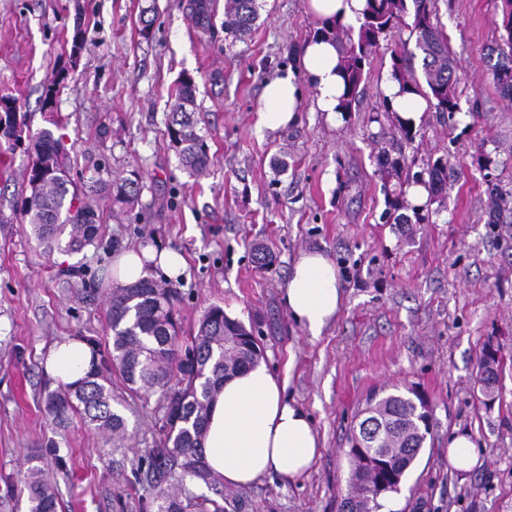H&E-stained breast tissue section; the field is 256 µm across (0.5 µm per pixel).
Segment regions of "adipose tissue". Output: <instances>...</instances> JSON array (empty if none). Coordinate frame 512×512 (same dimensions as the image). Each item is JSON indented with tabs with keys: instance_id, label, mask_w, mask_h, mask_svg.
Segmentation results:
<instances>
[{
	"instance_id": "obj_1",
	"label": "adipose tissue",
	"mask_w": 512,
	"mask_h": 512,
	"mask_svg": "<svg viewBox=\"0 0 512 512\" xmlns=\"http://www.w3.org/2000/svg\"><path fill=\"white\" fill-rule=\"evenodd\" d=\"M341 54L336 45L315 37L303 48L299 67L315 92V105L330 124L342 120ZM265 118L280 128L295 121L300 90L294 76L269 81L263 90ZM161 270L167 278L182 275L183 256L169 248L126 250L112 263V278L129 284ZM290 315L311 334H320L340 311L344 293L333 262L322 252L305 251L290 267L281 294ZM89 346L77 340L57 341L45 359V371L67 384L90 370ZM287 381L265 363L225 379L208 415L204 458L211 478L230 487H244L269 476L292 481L304 475L321 445L310 415L286 396Z\"/></svg>"
}]
</instances>
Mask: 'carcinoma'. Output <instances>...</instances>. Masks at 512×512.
I'll return each mask as SVG.
<instances>
[{
    "mask_svg": "<svg viewBox=\"0 0 512 512\" xmlns=\"http://www.w3.org/2000/svg\"><path fill=\"white\" fill-rule=\"evenodd\" d=\"M501 42L489 49L493 82L499 95L512 101V0H505ZM259 17L257 0H225L224 32L241 40L251 34ZM436 18L435 0H366L359 25L344 26L323 21L317 35L336 42L342 57L344 93L340 107L351 111L360 95L365 67L379 47L380 39L409 31V39L392 51V77L403 88L423 94L428 106L438 112L453 113L456 61L448 47V37ZM414 49H408L409 40ZM421 55L428 91L421 90L413 60ZM195 83L184 77L170 114L168 136L182 165L195 176L208 171L211 158L205 138L197 132L190 107L195 103ZM24 152L31 158L26 170L27 183L42 176L37 193L28 196L22 212L28 218L39 244L51 248L68 235L66 247L79 252L95 243L99 226L96 211L83 201L71 181L64 162L63 138L42 128L31 134ZM429 183L438 191L448 180V162L437 159L428 171ZM140 191L138 181L112 180V201L132 204ZM108 329L111 333L100 364L77 383L64 385L44 396L51 424L64 430L73 417L112 436L125 431L124 418L112 408V374H119L133 391L164 392L167 423L156 447L150 451L147 478L156 489L145 510L186 512L179 500L178 487L201 481L212 488L203 454V437L208 405L224 382V376L257 362L262 351L253 330L229 319L224 309L213 306L199 320L197 333L180 336L174 293L151 279L130 285H115L107 300ZM497 373L484 369L479 359L476 382L483 392L494 389ZM364 418L355 435L378 449L380 466L375 475L361 478L360 457L351 453L354 467L350 474L352 492L344 499V512H378V475L386 470L401 476L417 458L431 433L430 425L411 417V398L403 394L372 396L363 411ZM18 482L26 492L29 512H57L55 489L30 467ZM198 512H224V507L204 494H189Z\"/></svg>",
    "mask_w": 512,
    "mask_h": 512,
    "instance_id": "obj_1",
    "label": "carcinoma"
}]
</instances>
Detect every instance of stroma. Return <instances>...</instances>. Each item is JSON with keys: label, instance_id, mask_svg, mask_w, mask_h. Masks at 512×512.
<instances>
[{"label": "stroma", "instance_id": "obj_1", "mask_svg": "<svg viewBox=\"0 0 512 512\" xmlns=\"http://www.w3.org/2000/svg\"><path fill=\"white\" fill-rule=\"evenodd\" d=\"M245 40L224 34V0L208 27L190 0H0V97L16 98L31 131L44 128L45 87L67 78L54 110L75 183L99 216L95 245L44 251L21 214L30 194L29 158L0 153V512H27L19 471L40 467L56 484L59 512H142L153 488L143 476L166 423L162 391L131 393L112 383L124 417L120 444L73 422L46 418L56 384L44 370L61 339L105 341L113 254L161 245L182 253L175 294L183 334L209 306L255 325L262 358L287 379L286 394L312 417L321 456L293 482L276 476L224 491V512H339L349 492L352 428L372 393L412 389L429 402L432 433L395 493L398 512H512V208L487 221V178L512 192V102L495 89L487 63L499 43L503 0H436L438 22L457 60L453 117L429 111L405 133L380 109L393 41L366 67L361 94L339 126L314 109L298 77L297 121L273 129L263 89L296 69L320 22L306 0H259ZM154 19L150 38L141 14ZM86 41L72 54V37ZM196 85L200 135L212 158L205 179L182 166L167 133L173 93ZM399 160L394 170L377 157ZM448 162L446 189L425 219L411 221L409 177ZM137 174L134 205L97 189ZM319 250L335 264L345 295L319 335L281 301L292 261ZM274 258L260 267V252ZM505 363L492 405L474 383L486 344ZM468 432L477 464L458 472L448 442Z\"/></svg>", "mask_w": 512, "mask_h": 512}]
</instances>
